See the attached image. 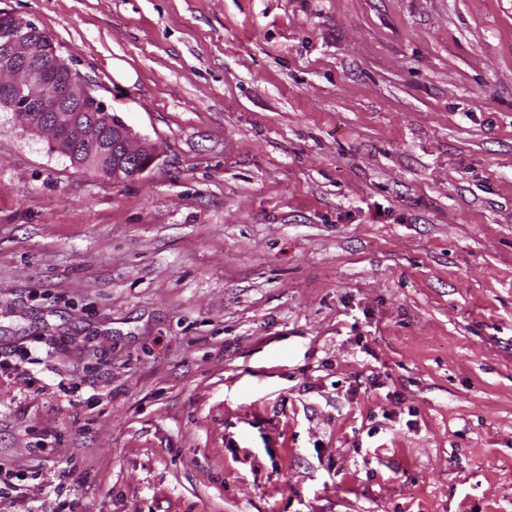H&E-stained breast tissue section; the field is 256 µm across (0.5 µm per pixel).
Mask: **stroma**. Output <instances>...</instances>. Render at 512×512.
<instances>
[{
	"instance_id": "stroma-1",
	"label": "stroma",
	"mask_w": 512,
	"mask_h": 512,
	"mask_svg": "<svg viewBox=\"0 0 512 512\" xmlns=\"http://www.w3.org/2000/svg\"><path fill=\"white\" fill-rule=\"evenodd\" d=\"M158 151L0 112V512H512V0H0Z\"/></svg>"
}]
</instances>
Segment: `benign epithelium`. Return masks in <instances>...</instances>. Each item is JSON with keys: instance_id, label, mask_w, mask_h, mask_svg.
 <instances>
[{"instance_id": "1", "label": "benign epithelium", "mask_w": 512, "mask_h": 512, "mask_svg": "<svg viewBox=\"0 0 512 512\" xmlns=\"http://www.w3.org/2000/svg\"><path fill=\"white\" fill-rule=\"evenodd\" d=\"M0 110L69 157L80 142L103 143L112 129V168L98 172L114 181L138 177L158 158L101 102L95 86L59 56L50 35L10 12H0Z\"/></svg>"}]
</instances>
